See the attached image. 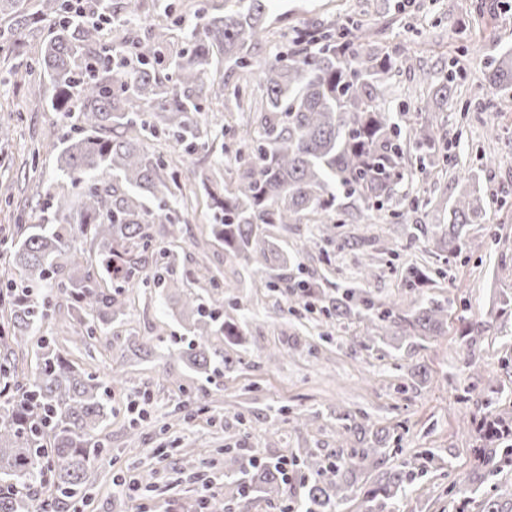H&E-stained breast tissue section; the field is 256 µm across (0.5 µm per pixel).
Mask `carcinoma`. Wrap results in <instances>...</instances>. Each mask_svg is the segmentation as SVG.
<instances>
[{
    "label": "carcinoma",
    "mask_w": 512,
    "mask_h": 512,
    "mask_svg": "<svg viewBox=\"0 0 512 512\" xmlns=\"http://www.w3.org/2000/svg\"><path fill=\"white\" fill-rule=\"evenodd\" d=\"M270 2L218 0L202 14L199 28L183 36L190 47H178L175 21L121 42L112 56L102 43L103 25L114 17L112 0H0V50L23 58L40 25L52 26L28 67L47 76L51 106L63 115L62 127L49 134L56 169L81 174L77 199L49 200L52 224H16L5 256L11 278L0 290V385L6 387L0 392V512H60L84 500L92 464L106 451L100 432L114 411L112 391L125 384L116 372L102 377L59 354L54 338L42 333L49 295L36 290L56 288L70 298L77 316L72 344L80 349L124 315L125 292L158 286L189 323L190 339L179 354L198 372H215L228 360L211 351L210 340L241 335L239 324L173 278L176 253L160 251L162 263L144 274L157 238L180 234L178 210L192 206L188 187L205 188L213 216L209 232L224 243V253L245 265L265 264L279 252L263 236L264 225H316L300 252L321 240L339 250H365L366 240L336 234L340 216L352 209L381 211L396 197L407 171L404 146L448 159L432 117L403 129L386 108L394 60L362 27L310 23L291 46L257 58L271 33ZM227 74L237 81L229 82ZM482 75L492 91L512 92V51L490 58ZM418 81L432 91L421 97L420 112L432 111L433 98L446 104L454 96L453 76L437 80L421 68ZM254 82L264 95L222 187H211L208 173L178 170L151 150L150 141L162 135L188 154L208 146V130L196 119L202 103L216 86L237 104L249 103ZM485 206L483 196L463 191L436 233V248L461 254L464 228L482 223ZM78 240L92 250L76 247ZM292 287L304 310L338 320L364 317L378 336L424 340L447 325L448 307L438 301L402 311L357 287L334 297L315 281ZM31 345L37 352L28 367L20 352ZM158 348L136 338L126 343L137 359ZM340 418L350 421V452L323 460L305 448L291 459L313 474L303 512H336L388 442L386 430L374 431L348 413ZM473 455L483 480L512 471L508 437L483 432ZM285 464L238 451L224 458L242 494L253 487L279 494L289 481ZM408 467L406 461L393 466L365 492L366 512H385L388 501L406 493ZM467 508L512 512V485L497 484L493 495L467 500Z\"/></svg>",
    "instance_id": "carcinoma-1"
}]
</instances>
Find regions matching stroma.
I'll return each instance as SVG.
<instances>
[{
	"instance_id": "35a3bbf8",
	"label": "stroma",
	"mask_w": 512,
	"mask_h": 512,
	"mask_svg": "<svg viewBox=\"0 0 512 512\" xmlns=\"http://www.w3.org/2000/svg\"><path fill=\"white\" fill-rule=\"evenodd\" d=\"M113 42L144 36L155 23H167L151 0H116ZM275 45L287 42L292 27L307 21L334 20L362 25L375 33L396 60L388 82V105L401 126L421 121L420 96L412 69L422 66L436 77L465 72L455 95L437 115L436 132L448 145V163L412 161V180L401 195L417 210L410 222L395 224L391 201L372 220L357 216L338 229L342 236L376 238V278L365 283L373 298L413 310L421 297L448 303V331L424 340L402 341L371 336L369 322L336 321L306 312L290 290L277 284L281 276L318 280L328 294L353 282L357 252L330 249L329 261L318 251L299 256L297 264L278 262L244 266L225 255L222 243L207 233L212 213L206 196L182 213L175 269L185 287L205 291L211 279L227 282L218 300L225 316L240 323L243 341L231 344L213 338L214 348L232 359L231 370L206 376L180 356L166 353L130 360L128 337L185 339L182 323L166 312L159 290H137L121 322L106 329L89 350L76 353L66 336L71 308L62 294H53L44 327L58 350L81 368L105 374L124 371L128 386L143 391L148 405L143 435L129 443L126 406H119L102 429L109 452L91 469L90 504L86 512H197L204 495L223 498L231 512H288L306 491L309 472L291 467L285 490L269 496L257 491L239 495L224 469V448H247L263 460L289 457L313 448L328 458L344 449L341 413L389 431L402 459L414 465L410 492L389 503L387 512H452L459 491L481 499L490 483L465 484L471 474L472 450L480 434L470 417L495 408L512 417V314L500 312L512 300V96L492 92L482 79L484 61L512 50V7L506 0H274L271 8ZM12 56L0 51V124L11 126L13 138L0 145V184L13 188L12 199L0 195V226L23 215L25 223L44 224L51 217L46 198L74 196L72 178L58 176L50 151L28 155L59 120L45 102V77L8 76ZM251 114L224 108L216 100L200 115L203 125L224 127L222 143L185 156V163L207 171L225 169ZM492 155L496 164L484 168ZM472 177L488 206L483 223L467 227L460 255L437 252L432 239L448 214L443 207L461 192L457 179ZM415 265L429 276L422 291L405 288L403 270ZM489 319V328L471 339V323ZM480 349L475 365H467L470 342ZM277 359H270V352ZM181 402L198 407L194 419L173 428L168 438L196 460L184 467L180 455H159L157 432ZM437 459L428 470L417 465L424 450Z\"/></svg>"
}]
</instances>
